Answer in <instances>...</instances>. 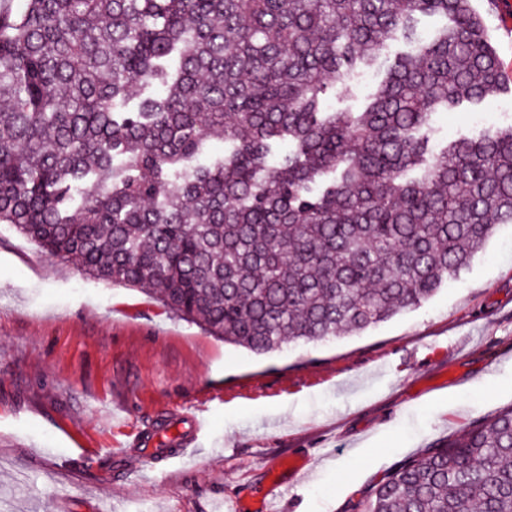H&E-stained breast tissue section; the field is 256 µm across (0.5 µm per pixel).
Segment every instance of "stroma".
<instances>
[{
	"instance_id": "1",
	"label": "stroma",
	"mask_w": 512,
	"mask_h": 512,
	"mask_svg": "<svg viewBox=\"0 0 512 512\" xmlns=\"http://www.w3.org/2000/svg\"><path fill=\"white\" fill-rule=\"evenodd\" d=\"M472 5L505 88L438 112L439 145L512 122V0ZM185 404L209 431L142 467L160 426L188 434ZM511 405L512 224L422 305L266 355L0 224V512H224L286 455L310 473L279 512H356L396 465ZM354 454L373 468L348 469Z\"/></svg>"
}]
</instances>
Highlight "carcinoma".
Segmentation results:
<instances>
[{
  "label": "carcinoma",
  "instance_id": "obj_1",
  "mask_svg": "<svg viewBox=\"0 0 512 512\" xmlns=\"http://www.w3.org/2000/svg\"><path fill=\"white\" fill-rule=\"evenodd\" d=\"M420 16L446 23L422 39ZM398 38L359 110L325 106ZM503 85L470 0H23L0 12V224L256 354L357 334L512 224V123L430 150L437 111ZM362 512H512V406Z\"/></svg>",
  "mask_w": 512,
  "mask_h": 512
}]
</instances>
